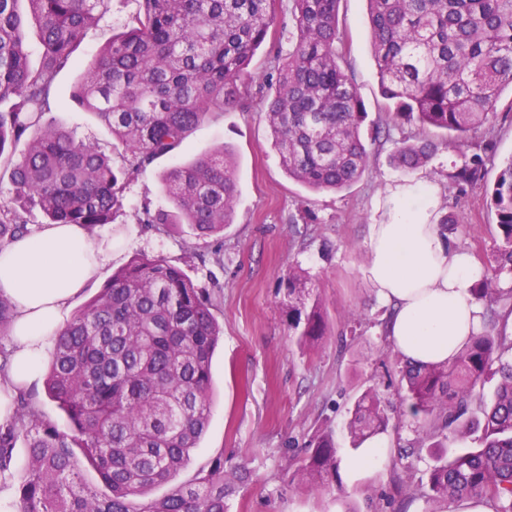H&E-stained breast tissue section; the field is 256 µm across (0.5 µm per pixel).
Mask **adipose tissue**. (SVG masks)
I'll return each instance as SVG.
<instances>
[{"label":"adipose tissue","instance_id":"ef3b65f1","mask_svg":"<svg viewBox=\"0 0 512 512\" xmlns=\"http://www.w3.org/2000/svg\"><path fill=\"white\" fill-rule=\"evenodd\" d=\"M386 211V221L371 227L366 269L376 300L392 308L386 333L413 364L452 361L481 329L484 308L472 288L482 270L441 234L425 185L395 186ZM110 256V247L78 224H47L0 248V292L14 304V353L0 378V416L9 395L36 380L70 299Z\"/></svg>","mask_w":512,"mask_h":512}]
</instances>
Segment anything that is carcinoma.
Returning a JSON list of instances; mask_svg holds the SVG:
<instances>
[{
	"mask_svg": "<svg viewBox=\"0 0 512 512\" xmlns=\"http://www.w3.org/2000/svg\"><path fill=\"white\" fill-rule=\"evenodd\" d=\"M0 0V159L11 168L13 216L0 217V244L32 230L18 216L38 208L49 224H110L125 184L182 145L211 115L261 93L272 145L288 176L315 191L341 190L365 172L361 135L367 112L336 51L339 0H289L294 32L275 81L255 82L249 65L275 22V0H139L124 32L102 45L72 93L124 150L123 164L46 121L58 75L72 65L87 31L111 0ZM372 56L382 97L396 123L418 137L396 143L395 167L413 171L439 148L441 130L456 148L498 117L512 87V0H366ZM42 53L29 62L30 25ZM25 142L18 160L6 145ZM474 155L452 175L459 185L481 176ZM170 210H144L141 224H188L203 236L232 222L238 193L231 155L216 147L162 177ZM500 243L472 288L485 305L481 331L452 363L416 366L398 355L405 413L418 423L406 456L475 436L476 446L433 454L427 482L401 480L409 497L451 504L486 501L512 512V341L494 333L512 315V292L496 288L512 273V159L488 190ZM288 334L302 350L326 334L324 304L299 266L284 278ZM221 328L206 289L158 257H135L112 274L57 336L45 379L47 395L69 421L64 433L38 423L18 398L0 424V469L19 437L28 458L18 492L21 512H227L235 484L216 458L196 483H178L210 419V368ZM498 377L490 402L471 408L476 385ZM393 408L374 387L354 401L347 431L354 447L387 432ZM100 490L84 482L80 460ZM340 460L333 432L316 433L291 481L328 487ZM172 484L160 498L161 484Z\"/></svg>",
	"mask_w": 512,
	"mask_h": 512,
	"instance_id": "obj_1",
	"label": "carcinoma"
}]
</instances>
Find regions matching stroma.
<instances>
[{
    "instance_id": "stroma-1",
    "label": "stroma",
    "mask_w": 512,
    "mask_h": 512,
    "mask_svg": "<svg viewBox=\"0 0 512 512\" xmlns=\"http://www.w3.org/2000/svg\"><path fill=\"white\" fill-rule=\"evenodd\" d=\"M276 3V24L249 66L260 80L274 75L276 53L288 49V0ZM137 7V0H112L105 18L76 49L72 65L59 74L48 115L53 124L111 154L117 166L121 146L94 115L72 105L69 94L101 44L120 32ZM337 21V49L368 112L363 134L372 145L361 178L339 192L309 190L283 170L260 99L226 109L127 185L114 223L91 232L97 242L111 244L112 257L98 280L69 305L77 312L112 273L140 255L165 258L207 289L223 336L211 365L210 422L179 479L203 476L219 455L225 466L244 467L248 480L229 497V512H425L424 499H403L392 484L399 452L415 437L409 416L391 420L381 468L363 473L349 468L356 451L347 421L355 398L375 387L391 401L399 399L397 351L383 326L387 307L374 299L365 274L370 227L383 220L391 188L412 179L431 187L436 216L448 221L445 238L477 265L486 264L498 243L486 189L512 160V116L497 119L493 132L475 133L467 152L442 147L423 167L395 168L393 141L413 140L417 129L391 123L372 60L365 0H340ZM387 124L392 142L375 141L377 127ZM219 145L234 155L238 179L233 220L223 234L201 237L186 224L137 223L143 208H169L165 172ZM474 153L483 157V180L456 186L451 173ZM292 265L309 272L328 320V338L306 353L289 336L282 314L281 280ZM353 310L361 314L359 323L348 320ZM325 428L333 431L341 458L338 482L324 489L292 485L296 458Z\"/></svg>"
}]
</instances>
